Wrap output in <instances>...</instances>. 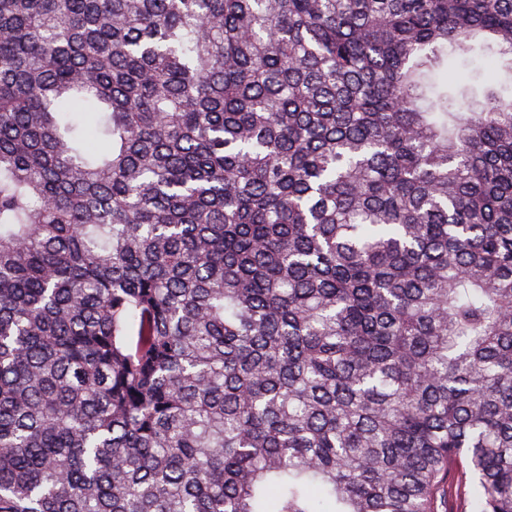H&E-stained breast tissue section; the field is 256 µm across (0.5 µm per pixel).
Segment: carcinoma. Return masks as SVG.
Here are the masks:
<instances>
[{"label":"carcinoma","instance_id":"carcinoma-1","mask_svg":"<svg viewBox=\"0 0 512 512\" xmlns=\"http://www.w3.org/2000/svg\"><path fill=\"white\" fill-rule=\"evenodd\" d=\"M510 88L512 0H0V512H512ZM481 54L468 58L451 54L448 51V80L459 74H470L478 67L483 70V78H491L494 73L493 59L486 57L481 59Z\"/></svg>","mask_w":512,"mask_h":512}]
</instances>
